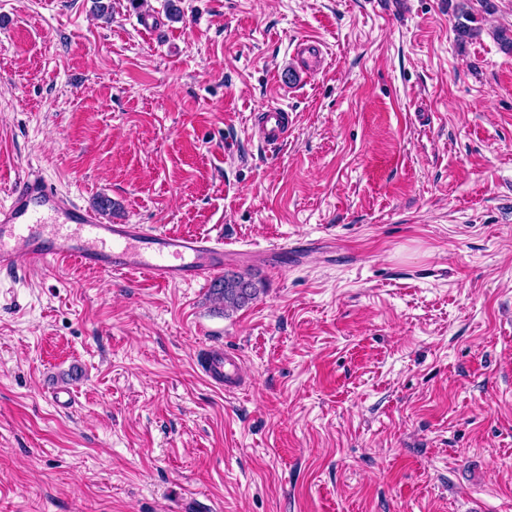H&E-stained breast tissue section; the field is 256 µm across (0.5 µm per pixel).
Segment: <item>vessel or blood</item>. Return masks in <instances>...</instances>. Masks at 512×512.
Listing matches in <instances>:
<instances>
[{"label": "vessel or blood", "mask_w": 512, "mask_h": 512, "mask_svg": "<svg viewBox=\"0 0 512 512\" xmlns=\"http://www.w3.org/2000/svg\"><path fill=\"white\" fill-rule=\"evenodd\" d=\"M302 50L305 71L322 70L321 43L304 40ZM258 116L264 145L280 148L288 138L287 112L269 105ZM60 261H75L105 274L139 275L156 284H199L222 273L224 240L159 233L144 224L107 223L40 174H19L7 202L0 203V271H15L22 263ZM202 371L220 389L237 383L240 363L215 350Z\"/></svg>", "instance_id": "1"}]
</instances>
